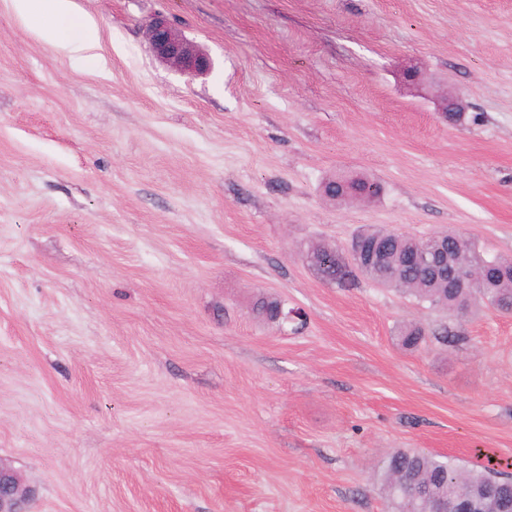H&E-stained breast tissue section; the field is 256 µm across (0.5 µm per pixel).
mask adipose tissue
Masks as SVG:
<instances>
[{
	"instance_id": "1",
	"label": "adipose tissue",
	"mask_w": 512,
	"mask_h": 512,
	"mask_svg": "<svg viewBox=\"0 0 512 512\" xmlns=\"http://www.w3.org/2000/svg\"><path fill=\"white\" fill-rule=\"evenodd\" d=\"M16 14L33 24L37 34L71 63H98L96 49L100 29L97 21L78 13L73 0H11Z\"/></svg>"
}]
</instances>
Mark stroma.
<instances>
[{
  "instance_id": "1",
  "label": "stroma",
  "mask_w": 512,
  "mask_h": 512,
  "mask_svg": "<svg viewBox=\"0 0 512 512\" xmlns=\"http://www.w3.org/2000/svg\"><path fill=\"white\" fill-rule=\"evenodd\" d=\"M74 3L103 66L0 0V460L33 512H388L397 449L512 476V314L302 257L365 225L512 257V0ZM157 14L208 74L155 57ZM343 171L381 197L326 198Z\"/></svg>"
}]
</instances>
